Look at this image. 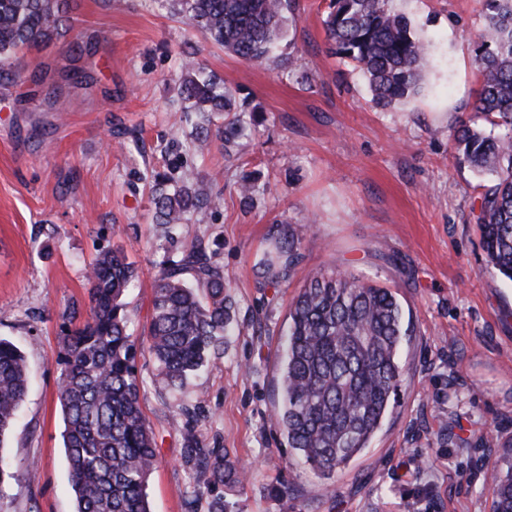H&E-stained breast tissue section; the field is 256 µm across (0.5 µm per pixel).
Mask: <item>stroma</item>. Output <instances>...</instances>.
<instances>
[{
  "label": "stroma",
  "instance_id": "1",
  "mask_svg": "<svg viewBox=\"0 0 512 512\" xmlns=\"http://www.w3.org/2000/svg\"><path fill=\"white\" fill-rule=\"evenodd\" d=\"M71 4L67 36L21 53V83L0 85V338L25 355L30 386L0 444L11 463L0 512H74L57 358L66 315L88 305V265L113 247L135 262L142 285L127 301L139 334L159 265L185 237L204 240L223 267L233 330L223 356L174 394L159 388L149 356L138 359L159 445L151 512H208L193 495L203 477L183 462L187 428L246 469L243 485L224 487V512H492L488 467L512 465V283L484 269L471 214L483 179L448 145L450 130L475 119L481 0H394L432 61L419 95L384 109L361 72L329 54L325 0H300L260 64L204 43L159 0ZM75 38L91 51L70 52ZM187 42L256 111L249 137L219 158L197 150L177 95ZM303 70L310 83L295 81ZM76 71L89 81L72 80ZM173 164L184 181L211 182L224 204L170 237L153 222L151 186ZM246 174L249 200L237 190ZM309 212L318 222L294 273L264 285L256 262ZM335 269L397 290L412 334L376 435L325 479L290 463L272 411L288 303L308 273ZM175 399L186 408L178 417Z\"/></svg>",
  "mask_w": 512,
  "mask_h": 512
}]
</instances>
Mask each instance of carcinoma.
Here are the masks:
<instances>
[{
  "instance_id": "obj_1",
  "label": "carcinoma",
  "mask_w": 512,
  "mask_h": 512,
  "mask_svg": "<svg viewBox=\"0 0 512 512\" xmlns=\"http://www.w3.org/2000/svg\"><path fill=\"white\" fill-rule=\"evenodd\" d=\"M197 26L205 39L249 64L265 61L287 34L298 0H160ZM392 0H329L323 26L331 50L359 69L378 107L409 99L421 89L430 63L428 44ZM67 0H0V82H16L11 62L20 50L64 37ZM478 31V90L472 111L482 123L448 135L457 159L489 176L472 209L486 270L512 282V0H482ZM185 111L196 113L195 141L207 148L242 135L248 107L235 105L224 79L190 55L177 79ZM154 223L173 233L209 208L222 193L205 180L172 174L153 177ZM315 219L288 229L259 261L268 286L288 280ZM89 310L73 309L63 326L57 391L75 512H151L148 478L158 460L156 437L140 403L138 351L155 360L160 387L178 391L224 348L232 303L224 269L200 239L184 240L179 256L160 263L151 284L146 336L128 333L129 289L140 283L136 265L120 248L100 252L86 271ZM410 329L398 293L341 270L309 274L288 306V340L280 355L281 403L275 420L293 461L331 478L379 429L397 391V352ZM28 390L23 353L0 340V442L13 431ZM184 461L205 474L209 512H224L220 488L242 483L224 449L204 448L187 429ZM493 512H512V466L491 470Z\"/></svg>"
}]
</instances>
